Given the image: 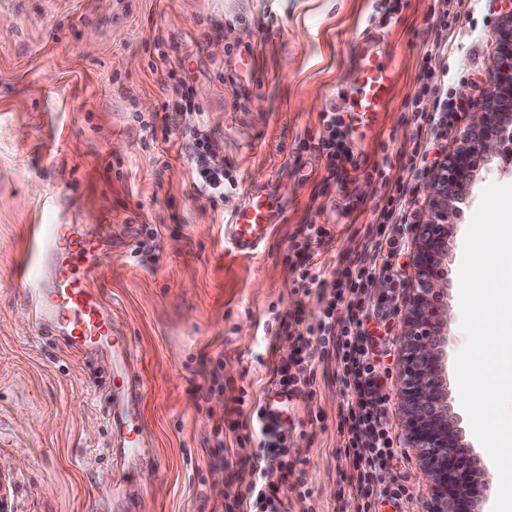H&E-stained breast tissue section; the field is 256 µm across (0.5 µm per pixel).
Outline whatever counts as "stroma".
Segmentation results:
<instances>
[{"label":"stroma","instance_id":"obj_1","mask_svg":"<svg viewBox=\"0 0 512 512\" xmlns=\"http://www.w3.org/2000/svg\"><path fill=\"white\" fill-rule=\"evenodd\" d=\"M438 10L437 0H0V476L8 512H224L226 494L246 489L263 448L214 428L236 407L238 422H248L253 405L237 398L263 395L288 353V340L269 334L294 307L291 242L304 225H324L309 251L330 278L359 267L363 248L349 238L371 221L373 201L354 194L353 172L324 183V158L302 143L320 131L322 112L337 106L349 115L355 42L380 33L397 89L379 130L353 150L395 184L414 134L408 109L439 40ZM456 13L448 90L464 110L448 131L450 152L492 91L498 27L512 5L461 0ZM183 58L200 109L165 132L169 67ZM201 123L237 181L215 208L194 191L181 149L183 130ZM492 182L512 183V156L481 161L451 217L444 296L448 396L462 442L484 470L493 462L460 403L454 360L465 342L464 238ZM251 191L277 194L282 217L247 258L225 245L224 226ZM41 224H97L112 239L93 281L145 382L139 418L153 438L150 461L110 446V358L76 355L34 333L24 279L39 263ZM146 225L157 240H147ZM219 358L220 391L206 378ZM342 402L333 377L321 376L314 399L284 406L313 512L351 510ZM388 416L407 457L393 470L409 495L406 512H424L430 483L402 436L396 399ZM111 484L121 493L108 492Z\"/></svg>","mask_w":512,"mask_h":512}]
</instances>
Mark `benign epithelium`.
Instances as JSON below:
<instances>
[{"instance_id":"benign-epithelium-1","label":"benign epithelium","mask_w":512,"mask_h":512,"mask_svg":"<svg viewBox=\"0 0 512 512\" xmlns=\"http://www.w3.org/2000/svg\"><path fill=\"white\" fill-rule=\"evenodd\" d=\"M494 93L471 112L461 144L444 170L424 185L430 219L418 228L413 256L414 284L405 317L404 341L394 393L402 409L401 427L419 451L432 481L426 512H471L468 503L489 489L488 473L477 470L460 443L443 373L448 346V313L441 305L447 278L441 264L458 210V193L472 178L475 159L503 147L502 117L512 112V15L501 30V55L493 75Z\"/></svg>"}]
</instances>
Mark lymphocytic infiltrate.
I'll list each match as a JSON object with an SVG mask.
<instances>
[{"label":"lymphocytic infiltrate","instance_id":"1","mask_svg":"<svg viewBox=\"0 0 512 512\" xmlns=\"http://www.w3.org/2000/svg\"><path fill=\"white\" fill-rule=\"evenodd\" d=\"M413 106L416 136L405 153L403 175L372 207L379 232L366 235L364 242L365 249L374 256L372 264L356 271H337L335 278L329 280L319 263L313 262L308 240L293 241L297 300L294 310L281 319L277 330L278 336L292 343L289 360L275 368L284 394L314 398L318 365L329 361L335 364L334 377L344 391L340 433L345 441L344 451L352 461L354 512H374L381 501L394 503L406 494L402 484L388 478L391 464L399 459L401 451L395 448L389 432V396L382 384V368L377 364L369 328L379 315L378 308L372 305V289L380 286L394 294L401 285L397 268L405 250L403 231L416 219L415 203L409 194L414 183L432 172L428 159L432 143L444 135L450 118L458 110L448 95L447 78L433 72L429 73L427 83L420 86ZM321 122L316 149L325 156V169L332 175L344 170L353 156L345 145L342 118L330 110L322 113ZM182 141L196 192L210 204H218L225 192L235 190L236 182L225 170L214 138L206 127L197 126L186 130ZM308 296L317 301L316 315H309L305 309L304 299ZM340 308L346 311L341 322L336 319ZM250 432L276 458L277 464L270 467L265 461H254L252 482L245 490L234 493L224 512H288L287 501L279 495L285 482L298 488L300 502L309 501L313 491L306 485L304 471L296 467L297 450L283 426L265 421L257 410L251 417Z\"/></svg>","mask_w":512,"mask_h":512}]
</instances>
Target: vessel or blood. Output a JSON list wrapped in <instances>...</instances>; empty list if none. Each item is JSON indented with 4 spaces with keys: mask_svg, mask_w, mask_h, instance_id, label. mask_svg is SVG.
Segmentation results:
<instances>
[{
    "mask_svg": "<svg viewBox=\"0 0 512 512\" xmlns=\"http://www.w3.org/2000/svg\"><path fill=\"white\" fill-rule=\"evenodd\" d=\"M381 44L380 35L366 33L355 45L359 83L352 104L353 132L360 137L377 129L378 117L388 111L398 79L395 66L382 58ZM279 215L274 194H248L225 227L226 243L238 255H254ZM37 234L41 265L28 278L36 332L55 337L79 354L111 356L116 387L130 403L129 408L116 407L109 414L113 447L127 458L144 457L150 452V440L134 408L144 381L132 367L130 344L113 321L101 289L91 282L106 245L85 224H41Z\"/></svg>",
    "mask_w": 512,
    "mask_h": 512,
    "instance_id": "b4317fda",
    "label": "vessel or blood"
}]
</instances>
